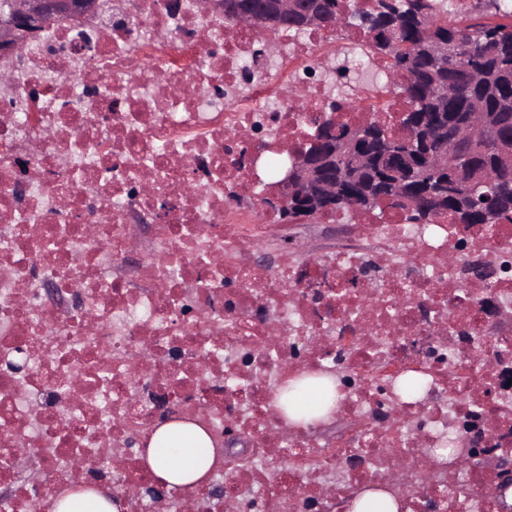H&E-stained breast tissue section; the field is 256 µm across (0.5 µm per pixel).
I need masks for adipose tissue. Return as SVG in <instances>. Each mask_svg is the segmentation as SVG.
I'll list each match as a JSON object with an SVG mask.
<instances>
[{"instance_id": "obj_1", "label": "adipose tissue", "mask_w": 512, "mask_h": 512, "mask_svg": "<svg viewBox=\"0 0 512 512\" xmlns=\"http://www.w3.org/2000/svg\"><path fill=\"white\" fill-rule=\"evenodd\" d=\"M216 446L192 421L162 423L151 435L145 456L156 481L167 487L193 489L211 477Z\"/></svg>"}]
</instances>
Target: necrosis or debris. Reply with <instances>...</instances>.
Segmentation results:
<instances>
[{"label": "necrosis or debris", "mask_w": 512, "mask_h": 512, "mask_svg": "<svg viewBox=\"0 0 512 512\" xmlns=\"http://www.w3.org/2000/svg\"><path fill=\"white\" fill-rule=\"evenodd\" d=\"M0 94V512H48L83 471L130 512H336L395 484L404 512H499L495 470L438 451L464 417L512 455V224L354 218L335 246L291 249L251 157L321 119L402 108L386 59L348 31L227 30L196 0H106L55 24ZM277 243L274 261L260 246ZM421 380L418 394L374 380ZM333 370L342 439L286 424L274 385ZM244 439L192 495L143 462L166 410Z\"/></svg>", "instance_id": "necrosis-or-debris-1"}]
</instances>
